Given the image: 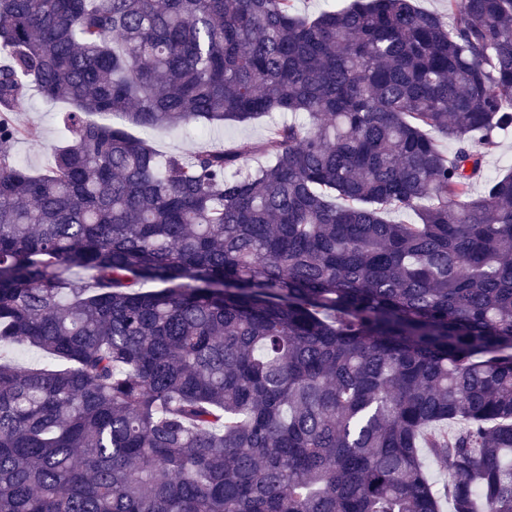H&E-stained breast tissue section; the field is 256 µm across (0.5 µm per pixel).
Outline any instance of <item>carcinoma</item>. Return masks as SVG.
<instances>
[{"mask_svg":"<svg viewBox=\"0 0 512 512\" xmlns=\"http://www.w3.org/2000/svg\"><path fill=\"white\" fill-rule=\"evenodd\" d=\"M510 127L512 0H0V512H512ZM64 107V104L33 98L15 113L17 123L35 126L40 132L39 141L20 140L15 145L16 154L35 170L45 169L51 163V148L62 138L60 112ZM294 119L300 120L291 113L273 112L245 123L226 122L223 127H215L203 137L191 131L171 129H134L133 133L147 139L161 155L198 149L234 148L242 152L244 166L257 167L265 165L267 160L263 155L252 152V147L268 136L278 124ZM512 166V132L501 138L496 147L492 148L485 157V171L497 174ZM2 352L19 365H51L53 361L42 351L30 348H3Z\"/></svg>","mask_w":512,"mask_h":512,"instance_id":"cac0c4a2","label":"carcinoma"}]
</instances>
